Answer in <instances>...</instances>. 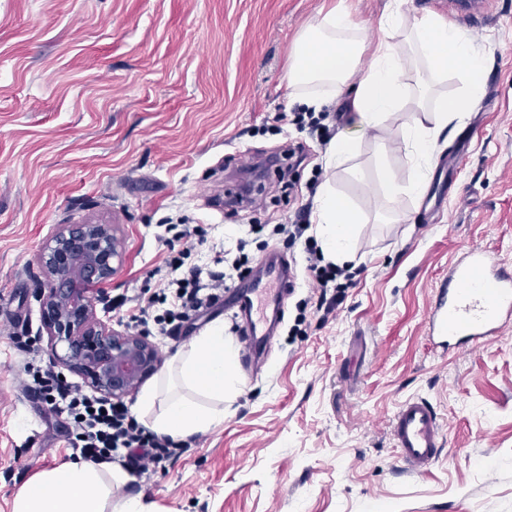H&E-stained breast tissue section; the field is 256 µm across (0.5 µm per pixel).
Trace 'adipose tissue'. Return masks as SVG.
Segmentation results:
<instances>
[{
  "label": "adipose tissue",
  "mask_w": 512,
  "mask_h": 512,
  "mask_svg": "<svg viewBox=\"0 0 512 512\" xmlns=\"http://www.w3.org/2000/svg\"><path fill=\"white\" fill-rule=\"evenodd\" d=\"M406 37L434 73L454 70L467 84L464 96L440 100L435 124L424 118L400 130L414 179L405 185L389 182L388 196L420 194L441 133L465 111L482 91L485 66L470 32L441 17L426 14L404 25L401 7L383 15L375 33L343 5L328 9L308 25L297 39L288 69V85L302 103L323 106L348 95L363 131L384 128L408 99L425 102L430 88L424 78L410 79L397 44ZM317 236L329 259L354 261L356 214L340 201L331 183H323L315 211ZM237 353L224 337L223 323H213L197 336L178 358L182 384L215 400H223L236 384ZM141 411L151 413L150 428L175 440L209 431L224 420L223 410L182 396L161 398L157 388L144 389L138 398ZM127 482L118 468L82 458L61 463L38 474L15 497L13 512H145L140 495L113 500L112 494Z\"/></svg>",
  "instance_id": "1"
}]
</instances>
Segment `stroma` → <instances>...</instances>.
I'll return each mask as SVG.
<instances>
[{
	"instance_id": "1",
	"label": "stroma",
	"mask_w": 512,
	"mask_h": 512,
	"mask_svg": "<svg viewBox=\"0 0 512 512\" xmlns=\"http://www.w3.org/2000/svg\"><path fill=\"white\" fill-rule=\"evenodd\" d=\"M335 0H0V512L19 489L74 457L73 438L31 374L51 366L38 256L67 224H114L123 260L91 294L123 330L193 230L186 266L275 251L297 275L302 245L276 232L318 179L358 214L352 284L333 313L298 286L266 364L237 373L224 421L184 441L163 469L122 494L146 512H512V325L440 354L426 328L435 288L470 247L512 268V0H486L473 30L483 90L439 141L421 196L389 204L382 171L413 176L399 128L360 137L325 169L327 144L277 119L300 112L292 48ZM307 158L293 168L288 148ZM274 156L241 196L244 158ZM167 236L173 248L160 246ZM125 298L121 313L112 302ZM410 397L436 408L444 445L404 472L390 420Z\"/></svg>"
}]
</instances>
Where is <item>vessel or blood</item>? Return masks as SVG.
<instances>
[{
    "label": "vessel or blood",
    "instance_id": "obj_1",
    "mask_svg": "<svg viewBox=\"0 0 512 512\" xmlns=\"http://www.w3.org/2000/svg\"><path fill=\"white\" fill-rule=\"evenodd\" d=\"M293 285L287 263L274 253L261 262L250 283L225 289L226 306L238 321L244 364L261 363L276 327L275 321L258 318L257 310L281 309ZM508 321H512V270L502 267L485 249H466L433 297L426 318L432 337L443 348L454 341L475 346ZM392 436L405 472H424L437 459L442 443L433 405L420 398L404 401L394 415Z\"/></svg>",
    "mask_w": 512,
    "mask_h": 512
}]
</instances>
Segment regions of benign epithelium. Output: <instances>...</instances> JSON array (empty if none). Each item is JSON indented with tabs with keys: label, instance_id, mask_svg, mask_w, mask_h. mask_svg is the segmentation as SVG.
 <instances>
[{
	"label": "benign epithelium",
	"instance_id": "1",
	"mask_svg": "<svg viewBox=\"0 0 512 512\" xmlns=\"http://www.w3.org/2000/svg\"><path fill=\"white\" fill-rule=\"evenodd\" d=\"M121 260L110 224H68L40 254L49 274L42 297L50 356L116 401L133 394L160 367L149 333L115 330L93 310L89 292L111 280ZM60 343L65 344L62 355Z\"/></svg>",
	"mask_w": 512,
	"mask_h": 512
}]
</instances>
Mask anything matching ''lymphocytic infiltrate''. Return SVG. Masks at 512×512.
Segmentation results:
<instances>
[{"label":"lymphocytic infiltrate","instance_id":"1","mask_svg":"<svg viewBox=\"0 0 512 512\" xmlns=\"http://www.w3.org/2000/svg\"><path fill=\"white\" fill-rule=\"evenodd\" d=\"M307 215V209H300L294 222L280 225L279 230L288 238L304 240L310 287L323 291L342 289L345 271L324 262L317 243L307 238ZM189 254V249H182L180 256L171 261L169 272L158 280L156 292L144 300L137 314L130 316V329L146 323L151 309L161 303L166 307L159 318L161 332L167 336L177 335L184 322L213 299L215 291L223 288L224 272L185 268L184 259ZM46 403L49 412L67 418L76 433V448L85 459L119 462L132 476L140 478L155 471L181 450L180 444L171 438L142 427L125 402L94 398L78 386L59 381L53 392L48 393Z\"/></svg>","mask_w":512,"mask_h":512}]
</instances>
